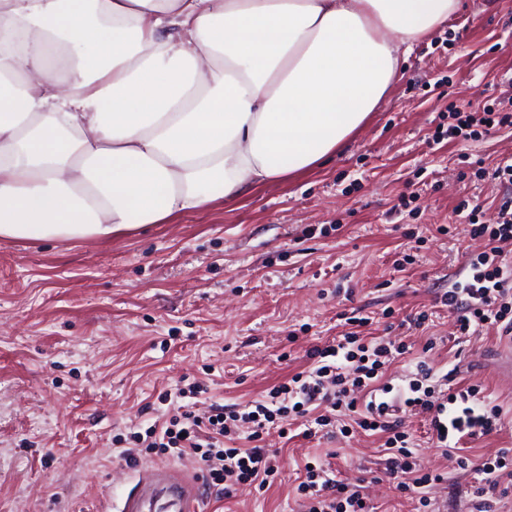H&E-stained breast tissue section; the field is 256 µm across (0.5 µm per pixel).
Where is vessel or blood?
I'll list each match as a JSON object with an SVG mask.
<instances>
[{"instance_id":"1","label":"vessel or blood","mask_w":512,"mask_h":512,"mask_svg":"<svg viewBox=\"0 0 512 512\" xmlns=\"http://www.w3.org/2000/svg\"><path fill=\"white\" fill-rule=\"evenodd\" d=\"M198 489L177 472L156 468L142 471L136 493L127 496L117 512H152L165 502V512H196Z\"/></svg>"}]
</instances>
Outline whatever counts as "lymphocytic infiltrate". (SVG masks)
<instances>
[{
    "label": "lymphocytic infiltrate",
    "mask_w": 512,
    "mask_h": 512,
    "mask_svg": "<svg viewBox=\"0 0 512 512\" xmlns=\"http://www.w3.org/2000/svg\"><path fill=\"white\" fill-rule=\"evenodd\" d=\"M502 127H512V110L483 101L452 105L447 125L437 126L433 138L477 140ZM455 211L466 214L470 236L483 239L485 246L467 256L437 301L454 314L459 336L489 331L511 336L512 198H504L488 220L480 205L466 199ZM347 323L349 330L338 342L307 351V367L246 404L218 405L198 415L181 405L182 399L204 394L196 382L178 389L176 396H163L166 410L145 431L133 433V441L159 457L201 464L212 485L249 484L262 491L278 471L275 454L263 446L270 432L284 436L298 424L303 437L319 434L332 442L358 429L373 431L383 441L384 478L429 512L428 490L444 477L423 471L417 462V444L404 420L418 412L426 417L434 447L456 470L478 476L470 512H498V501L512 491V448L476 460L461 453L464 443L501 429L503 410L496 398L478 386L455 383L424 359L415 362L403 382H394L389 370L409 354V344L365 335L368 318L351 316ZM297 490L301 512H370L362 486L337 480L319 460L306 469Z\"/></svg>",
    "instance_id": "lymphocytic-infiltrate-1"
}]
</instances>
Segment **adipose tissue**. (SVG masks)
Returning <instances> with one entry per match:
<instances>
[{
  "instance_id": "adipose-tissue-1",
  "label": "adipose tissue",
  "mask_w": 512,
  "mask_h": 512,
  "mask_svg": "<svg viewBox=\"0 0 512 512\" xmlns=\"http://www.w3.org/2000/svg\"><path fill=\"white\" fill-rule=\"evenodd\" d=\"M459 0H0V238L109 239L336 154Z\"/></svg>"
}]
</instances>
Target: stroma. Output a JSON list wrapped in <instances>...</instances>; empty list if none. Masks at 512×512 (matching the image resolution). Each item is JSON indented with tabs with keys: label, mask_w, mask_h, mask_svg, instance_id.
<instances>
[{
	"label": "stroma",
	"mask_w": 512,
	"mask_h": 512,
	"mask_svg": "<svg viewBox=\"0 0 512 512\" xmlns=\"http://www.w3.org/2000/svg\"><path fill=\"white\" fill-rule=\"evenodd\" d=\"M510 96L512 0H462L320 166L109 240L0 239V512H109L134 492L139 467L160 462L143 452L128 468L113 443L154 422L159 394L208 379L215 401L255 398L304 368L307 350L336 339L341 313L354 309L413 352L439 338L434 368L494 393L502 429L473 442L471 458L512 448V383L498 367L512 340L454 343L453 315L435 302L481 246L453 207L494 206L505 193L476 178L471 163L490 169L512 156V129L432 141L449 105ZM410 192V211H396ZM410 252L415 264L397 270ZM422 309L427 332L401 328ZM407 424L421 466L448 477L430 493L437 512H468L473 477L431 447L422 417ZM267 443L280 476L263 494L241 487L227 499L199 465L168 467L197 484L201 512H297V468L327 443L275 435ZM333 466L349 482L376 469L370 438L341 440Z\"/></svg>",
	"instance_id": "1"
}]
</instances>
